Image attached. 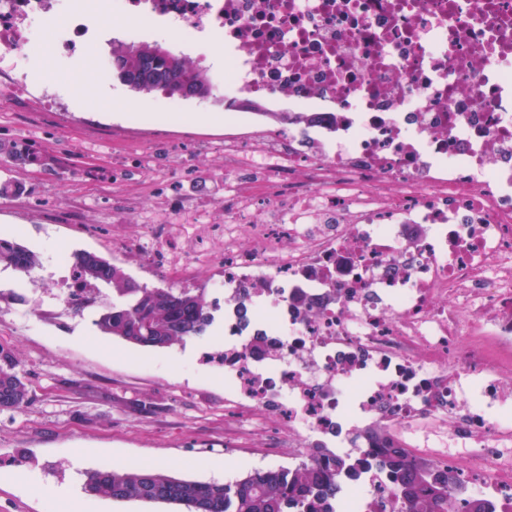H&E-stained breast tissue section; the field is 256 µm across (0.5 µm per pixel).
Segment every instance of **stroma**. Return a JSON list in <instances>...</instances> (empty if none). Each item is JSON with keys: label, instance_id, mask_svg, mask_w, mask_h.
I'll use <instances>...</instances> for the list:
<instances>
[{"label": "stroma", "instance_id": "obj_1", "mask_svg": "<svg viewBox=\"0 0 512 512\" xmlns=\"http://www.w3.org/2000/svg\"><path fill=\"white\" fill-rule=\"evenodd\" d=\"M47 23L27 62L33 88L64 80L71 88L65 112H30L21 99L0 92V138L18 141L53 157V167L0 163V229L10 240L39 255L30 273L0 269V345L15 350L31 384L33 403L19 413L0 412V471L26 469L47 484L83 485L88 471L106 465L149 461L194 480H234L253 470L287 465L294 451L228 448L224 445V382L200 365L218 335L207 329L188 345L153 350L102 336L88 315L65 305L58 288L68 257L97 253L124 267L148 287L172 288L173 276L146 266L132 251L114 254L113 233L136 238L139 217L94 229L80 224H45L42 212L66 208L73 200L112 206V162L135 139L122 128L123 115L159 110L160 96L131 91L112 69L93 70L84 53L61 55ZM95 71L101 91H85L81 79ZM191 120L172 122L154 154L172 168L173 189L204 199L216 194L212 177L224 165L216 152L198 155L189 170L176 168L173 154L192 138H224V104L209 100L197 111L186 100ZM149 411H140V404Z\"/></svg>", "mask_w": 512, "mask_h": 512}]
</instances>
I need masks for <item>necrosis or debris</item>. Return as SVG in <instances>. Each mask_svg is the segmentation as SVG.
<instances>
[{
    "label": "necrosis or debris",
    "mask_w": 512,
    "mask_h": 512,
    "mask_svg": "<svg viewBox=\"0 0 512 512\" xmlns=\"http://www.w3.org/2000/svg\"><path fill=\"white\" fill-rule=\"evenodd\" d=\"M130 32L194 44L224 97L223 195H172L153 142L112 167V221L194 275L224 265L225 443L322 446L364 466L328 512H406L377 441L457 468L512 512V0H112ZM96 38L73 0H0V86L29 97L45 18ZM141 189L126 190L128 172ZM279 416L284 433L265 420ZM466 449L457 458L455 449Z\"/></svg>",
    "instance_id": "1"
}]
</instances>
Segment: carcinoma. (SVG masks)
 I'll use <instances>...</instances> for the list:
<instances>
[{"label": "carcinoma", "mask_w": 512, "mask_h": 512, "mask_svg": "<svg viewBox=\"0 0 512 512\" xmlns=\"http://www.w3.org/2000/svg\"><path fill=\"white\" fill-rule=\"evenodd\" d=\"M110 67L137 93L161 92L170 98L205 101L213 83L204 69L156 43L113 42ZM0 155L15 163L39 161L27 146L0 142ZM22 272L39 265L38 256L17 242L0 239V264ZM77 279L92 285L99 297L95 329L129 344L169 348L202 335L213 323L215 305L204 294L186 289L149 288L124 268L90 251L72 255ZM109 293H102V289ZM29 383L14 352L0 346V411L32 405ZM379 466L399 490L409 512H443L456 477L424 460L407 458L391 446L380 448ZM351 470L350 461L313 448L294 468L256 469L232 482L180 477L169 468L104 466L90 472L84 488L111 501H141L183 506L187 512H317L318 503L336 493V479Z\"/></svg>", "instance_id": "cac0c4a2"}]
</instances>
